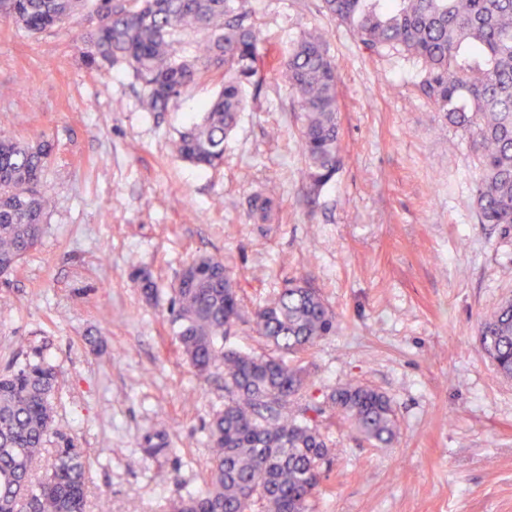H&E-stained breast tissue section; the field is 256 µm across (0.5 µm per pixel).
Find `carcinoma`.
Returning <instances> with one entry per match:
<instances>
[{"mask_svg": "<svg viewBox=\"0 0 512 512\" xmlns=\"http://www.w3.org/2000/svg\"><path fill=\"white\" fill-rule=\"evenodd\" d=\"M331 21L346 26L370 55L401 52L421 68L419 90L448 125L467 136L480 175L471 197L478 222L512 227V0H321ZM94 25L73 33L85 67L108 79L125 66L141 85V110H169L202 79L217 97L199 120L177 132L180 159L201 168L224 164V142L245 110L246 88L264 81L260 38L246 0H0V19L31 33L62 28L85 10ZM201 33L189 42L181 36ZM276 71L296 104L309 194L317 198L344 166L338 68L324 33L302 34ZM54 148L0 134V277L39 246L52 198L44 184ZM275 201L257 195L252 213L267 222ZM143 295L156 282L135 268ZM238 282L212 255L193 258L171 288L168 321L178 351L196 376L224 367V408L207 441L211 474L205 492L173 512H310L324 479L326 437L312 421L288 411L305 385L286 354H302L336 334V311L303 278H289L252 313L254 331L274 354L224 348L242 320ZM481 345L497 372L512 377V300L477 323ZM59 372L43 357L0 374V512H84L88 464L83 449L57 425L52 404ZM334 410L366 440L389 445L398 432L389 397L365 385L333 391ZM53 460L36 478L34 464L50 438Z\"/></svg>", "mask_w": 512, "mask_h": 512, "instance_id": "1", "label": "carcinoma"}]
</instances>
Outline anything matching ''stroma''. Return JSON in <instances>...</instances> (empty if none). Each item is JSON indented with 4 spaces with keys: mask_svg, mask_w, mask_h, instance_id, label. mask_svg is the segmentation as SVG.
I'll return each instance as SVG.
<instances>
[{
    "mask_svg": "<svg viewBox=\"0 0 512 512\" xmlns=\"http://www.w3.org/2000/svg\"><path fill=\"white\" fill-rule=\"evenodd\" d=\"M320 5L248 0L269 55L318 29L338 66L348 159L314 201L297 113L274 69L248 90L223 168L202 170L177 158L173 139L216 83H197L154 118L131 70L103 80L85 67L72 28L33 34L0 19V131L53 141L45 186L57 200L0 304V372L37 354L59 368L55 418L89 459L85 512H171L206 488L224 372L197 378L166 312L199 255L223 257L246 310L303 276L339 316L335 335L288 358L307 376L291 411L323 407L316 424L329 439L311 512H512V378L476 329L512 299V228L478 223L469 143L421 96L413 62L365 53ZM260 189L279 205L265 224L250 216ZM135 266L152 275L155 301L131 282ZM345 382L389 397L391 445L329 411ZM160 429L173 452L149 456Z\"/></svg>",
    "mask_w": 512,
    "mask_h": 512,
    "instance_id": "stroma-1",
    "label": "stroma"
}]
</instances>
